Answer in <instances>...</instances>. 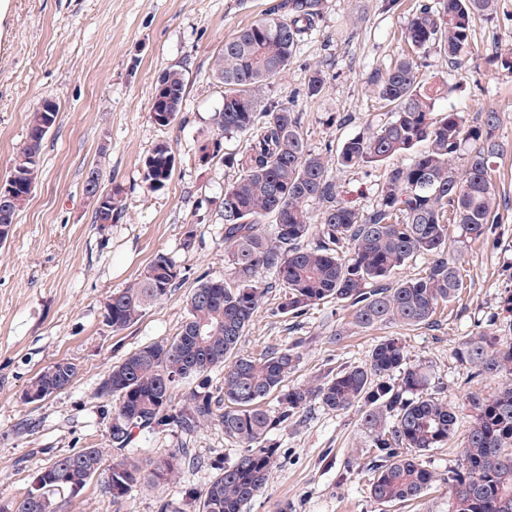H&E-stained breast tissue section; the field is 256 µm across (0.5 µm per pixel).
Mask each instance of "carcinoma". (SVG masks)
<instances>
[{"mask_svg":"<svg viewBox=\"0 0 512 512\" xmlns=\"http://www.w3.org/2000/svg\"><path fill=\"white\" fill-rule=\"evenodd\" d=\"M498 0H421L405 31L406 48L388 68L375 69L369 82L386 111L375 114L371 131L344 141L336 164L345 168L381 165L403 153L404 166L388 169L378 201L368 212L336 201L329 161L305 142L295 112L270 103L266 93L296 56L299 45L322 17L326 0H282L281 13L240 30L224 41L213 76L224 86L222 106L215 112L218 135H242L244 149L213 154L238 169L224 190V233L227 275L204 278L187 299V318L172 339L153 342L112 366L96 397L111 404L107 440L112 461L98 448H80L55 458L18 498L6 501L9 512H60L56 495L72 485L99 478L103 491L118 502L133 489H160L171 475L202 463L186 447L187 439L209 425L224 430L243 451L227 465L215 467L206 486L186 493L193 512H243L266 486L277 465L274 430L288 427L312 404L332 412L356 409L371 437L373 456L368 492L380 505L412 501L438 475L421 460L440 448L457 430L456 406L429 393L426 366L409 361L396 336L377 342L360 366L328 372L313 384L286 386L300 360L298 343L272 348L253 358L236 348L269 292H279L276 313L292 319L334 300L351 308L354 324L418 326L433 320L462 286L460 251L450 252L448 225L461 236L477 239L495 222L496 198L490 180L497 141V113L478 125L466 124L454 110L436 111L441 87L420 77L418 60L438 48L456 67L470 46L472 21L496 13ZM185 77L172 69L155 85L153 122L169 126L182 111ZM35 112L26 141L12 170L17 180L35 184L45 134ZM422 149H417V146ZM143 181L162 189L175 171L172 147L158 143L148 156ZM463 161V168L453 165ZM84 190L106 195L94 210V223L106 227L121 213L118 192H104L100 172L89 171ZM30 195L20 189L0 198V243L12 233ZM321 203L314 218L309 203ZM431 257L424 274L397 277L418 256ZM271 281L262 279L263 273ZM182 268L159 253L127 287L112 292L104 305L112 331H122L178 287ZM512 289L504 291L495 323L462 340L454 358L465 370V383L479 377L504 378L489 395L471 392L464 409L470 425L462 461L448 472L451 512H512ZM224 371L223 393L214 395L211 373ZM78 374L76 364L60 360L45 367L30 388L47 398L68 388ZM190 381L194 388L180 392ZM275 396L277 405L266 400ZM171 431L181 446L163 458L139 462L130 448L143 436ZM56 475L44 482L45 473Z\"/></svg>","mask_w":512,"mask_h":512,"instance_id":"1","label":"carcinoma"}]
</instances>
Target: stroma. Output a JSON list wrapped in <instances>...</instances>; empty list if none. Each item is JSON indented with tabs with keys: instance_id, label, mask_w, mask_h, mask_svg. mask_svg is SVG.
<instances>
[{
	"instance_id": "1",
	"label": "stroma",
	"mask_w": 512,
	"mask_h": 512,
	"mask_svg": "<svg viewBox=\"0 0 512 512\" xmlns=\"http://www.w3.org/2000/svg\"><path fill=\"white\" fill-rule=\"evenodd\" d=\"M278 0H6L0 11V177L7 175L27 137L39 103L54 99L58 120L47 133L33 193L6 244L0 245V497L30 488L56 456L106 445L110 422L94 393L110 368L152 342L175 336L187 318V298L201 278L226 271L222 239L224 189L236 169L201 163L199 148L216 136L214 112L224 88L213 76L226 39L266 16ZM415 0H328L316 31L302 43L268 96L296 112L308 147L325 153L365 133L381 104L368 77L396 59ZM512 0H498L492 19L475 17L470 50L461 69L429 49L420 72L451 86L438 110L461 112L467 123L499 117L492 182L498 220L477 240L461 244L462 287L441 305L430 324L354 327L352 311L329 301L299 319L273 315L279 299L269 293L239 345L259 357L272 347L300 345L290 383H312L341 366L360 365L378 340L400 337L411 361L431 369L430 390L460 405L470 391L497 390L487 375L463 382L455 347L488 325L499 295L512 289ZM179 69L185 75L183 109L171 125L150 118L157 79ZM327 83L316 98L305 94L314 71ZM176 155L168 184L150 191L142 166L156 144ZM101 185L120 190L124 208L106 227L94 224L84 191L90 169ZM385 169L333 167L338 200L370 210ZM196 240L191 252L181 243ZM173 256L184 271L178 288L135 324L113 332L104 318L112 291L134 281L158 253ZM66 359L78 367L72 385L36 403L22 395L34 377ZM466 425L424 461L439 480L420 498L382 506L368 495L364 465L372 450L357 412L336 414L312 406L304 421L275 431L280 450L266 488L246 512H448L449 470L462 458ZM203 469L176 474L163 491L135 489L121 502L106 496L98 480L75 494H61L62 512H157L166 497L181 512L187 489L203 487L212 464L231 462L240 447L221 428L192 437Z\"/></svg>"
}]
</instances>
